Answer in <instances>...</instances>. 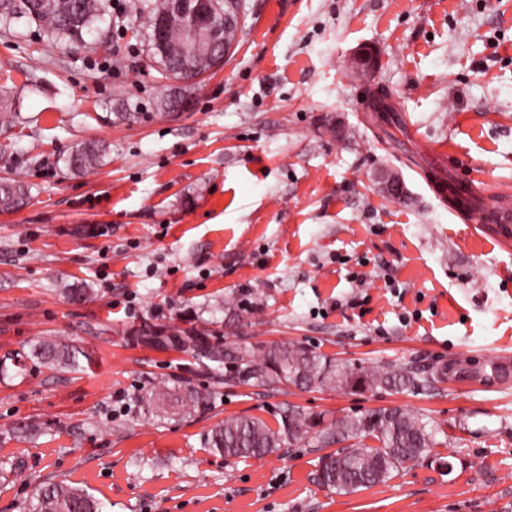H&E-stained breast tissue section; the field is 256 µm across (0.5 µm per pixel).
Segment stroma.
Wrapping results in <instances>:
<instances>
[{"instance_id":"1","label":"stroma","mask_w":512,"mask_h":512,"mask_svg":"<svg viewBox=\"0 0 512 512\" xmlns=\"http://www.w3.org/2000/svg\"><path fill=\"white\" fill-rule=\"evenodd\" d=\"M242 9L233 53L194 82L162 78L129 9L91 51L0 30L16 114L0 179L30 188L0 210V361L27 362L0 375V512H29L49 481L107 512H512V380L490 370L512 358V233L448 214L416 172L432 162L422 142L452 154L449 178L512 194V0ZM361 46L375 56L364 76ZM380 92L384 120L368 106ZM88 139L108 155L73 173ZM178 331L410 366L420 383L263 387L169 341ZM45 340L77 348L79 368L30 361ZM159 387L167 401L150 402ZM189 388L207 405L183 407ZM290 405L328 419L402 407L435 443L351 494L319 483L326 451L304 438L261 459L210 448L225 419L273 426Z\"/></svg>"}]
</instances>
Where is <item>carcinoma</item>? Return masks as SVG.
I'll use <instances>...</instances> for the list:
<instances>
[{"instance_id":"1","label":"carcinoma","mask_w":512,"mask_h":512,"mask_svg":"<svg viewBox=\"0 0 512 512\" xmlns=\"http://www.w3.org/2000/svg\"><path fill=\"white\" fill-rule=\"evenodd\" d=\"M109 0H0V27L9 28L25 20L41 28L58 44L87 45L86 36L100 28L109 13ZM133 9L149 31V43L158 27H164L167 53L150 48L151 59L167 75L200 76L212 65L188 30L185 18L171 10L166 0H133ZM103 145L90 140L82 143L67 159L74 171L100 165ZM28 201L21 181L0 182V209L16 210ZM180 345L198 349L209 361H227L241 368L242 375L255 383L274 387L293 384L304 388L313 384L339 390L389 387L409 389L417 385L418 373L411 367L370 370L359 365L333 363L299 345H270L256 356L249 348H228L208 343L204 337L186 333L173 335ZM34 357L52 368L75 369L78 351L43 343ZM320 447L350 445L322 459L318 480L339 494H349L387 481L393 472L423 459L433 445L435 428L425 416L403 408L380 409L364 416H344L328 423L324 418L288 407L280 414L278 427L269 426L256 416L224 420L209 440L210 448L226 456L262 458L286 442L307 433ZM368 437L378 442L368 446ZM30 512H102L100 504L84 490L62 481L49 482L35 494Z\"/></svg>"}]
</instances>
